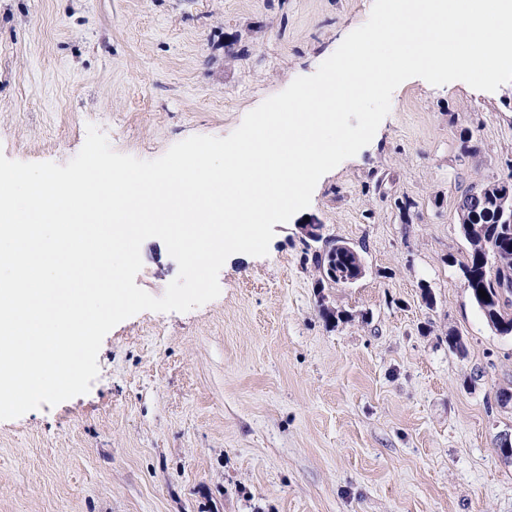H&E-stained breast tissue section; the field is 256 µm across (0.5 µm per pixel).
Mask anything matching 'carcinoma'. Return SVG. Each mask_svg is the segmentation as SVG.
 <instances>
[{
	"mask_svg": "<svg viewBox=\"0 0 512 512\" xmlns=\"http://www.w3.org/2000/svg\"><path fill=\"white\" fill-rule=\"evenodd\" d=\"M477 192L482 203L459 214L460 228L471 245L467 261L460 265L471 300L486 322L501 335H512V295L499 291L500 282L512 280V210L503 212V202L512 201V179L474 183L465 193ZM348 244L325 239V249L312 255L314 268L349 269ZM486 291L483 298L479 290Z\"/></svg>",
	"mask_w": 512,
	"mask_h": 512,
	"instance_id": "cac0c4a2",
	"label": "carcinoma"
}]
</instances>
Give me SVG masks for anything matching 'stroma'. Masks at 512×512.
Listing matches in <instances>:
<instances>
[{
    "instance_id": "obj_1",
    "label": "stroma",
    "mask_w": 512,
    "mask_h": 512,
    "mask_svg": "<svg viewBox=\"0 0 512 512\" xmlns=\"http://www.w3.org/2000/svg\"><path fill=\"white\" fill-rule=\"evenodd\" d=\"M372 5L0 0V154L66 164L90 123L141 160L228 136ZM511 177L512 82L405 81L268 255L225 261L218 298L124 320L88 393L0 421V512H512V336L470 298L456 210ZM308 219L361 247L355 283L318 288ZM140 254L162 296L176 261L157 238Z\"/></svg>"
}]
</instances>
